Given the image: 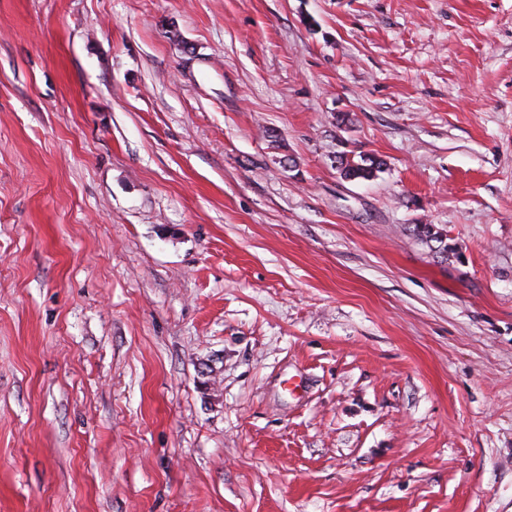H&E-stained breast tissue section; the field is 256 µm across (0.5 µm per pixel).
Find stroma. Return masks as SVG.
Masks as SVG:
<instances>
[{
  "instance_id": "35a3bbf8",
  "label": "stroma",
  "mask_w": 512,
  "mask_h": 512,
  "mask_svg": "<svg viewBox=\"0 0 512 512\" xmlns=\"http://www.w3.org/2000/svg\"><path fill=\"white\" fill-rule=\"evenodd\" d=\"M0 512H512V0H0ZM359 160L351 157L349 154L341 153L336 157L337 168L347 179H370L375 173L381 171L385 162L376 157L359 156ZM435 228L433 224H415L410 232L424 242L436 257L448 261L449 254H454V249L448 245L446 235Z\"/></svg>"
}]
</instances>
